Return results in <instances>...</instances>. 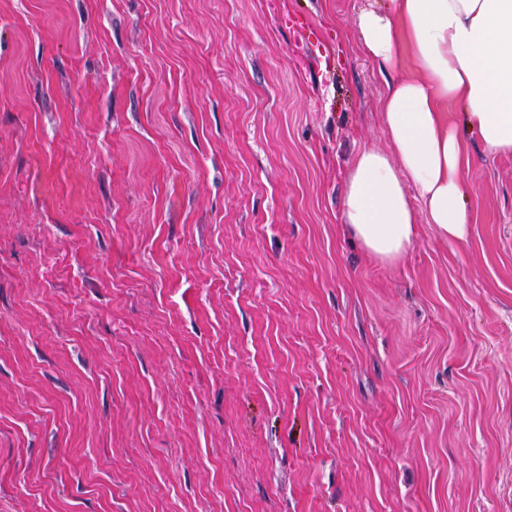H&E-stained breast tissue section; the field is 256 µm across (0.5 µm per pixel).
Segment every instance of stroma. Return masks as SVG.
Instances as JSON below:
<instances>
[{"instance_id":"35a3bbf8","label":"stroma","mask_w":512,"mask_h":512,"mask_svg":"<svg viewBox=\"0 0 512 512\" xmlns=\"http://www.w3.org/2000/svg\"><path fill=\"white\" fill-rule=\"evenodd\" d=\"M369 4L0 0V512H512V154L345 232Z\"/></svg>"}]
</instances>
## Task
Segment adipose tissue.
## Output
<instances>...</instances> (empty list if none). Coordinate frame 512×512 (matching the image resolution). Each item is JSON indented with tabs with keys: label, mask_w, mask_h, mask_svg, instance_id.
Listing matches in <instances>:
<instances>
[{
	"label": "adipose tissue",
	"mask_w": 512,
	"mask_h": 512,
	"mask_svg": "<svg viewBox=\"0 0 512 512\" xmlns=\"http://www.w3.org/2000/svg\"><path fill=\"white\" fill-rule=\"evenodd\" d=\"M394 2L393 12L368 7L356 20L364 51L389 75L390 149L356 155L342 205L347 231L387 263L407 253L419 219L449 241L469 235L470 159L449 105L464 106L467 131L487 151L512 153V0Z\"/></svg>",
	"instance_id": "obj_1"
}]
</instances>
